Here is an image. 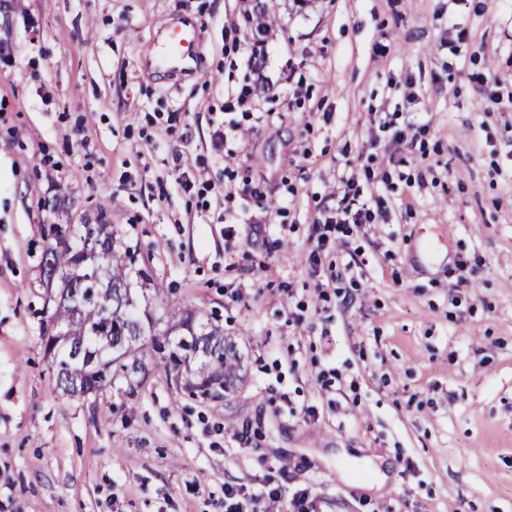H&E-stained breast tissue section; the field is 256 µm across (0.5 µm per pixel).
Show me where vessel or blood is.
Wrapping results in <instances>:
<instances>
[{"mask_svg": "<svg viewBox=\"0 0 512 512\" xmlns=\"http://www.w3.org/2000/svg\"><path fill=\"white\" fill-rule=\"evenodd\" d=\"M199 53V38L195 26L178 17L167 18L160 29V38L145 54L148 64L163 62L168 72L188 71Z\"/></svg>", "mask_w": 512, "mask_h": 512, "instance_id": "1", "label": "vessel or blood"}]
</instances>
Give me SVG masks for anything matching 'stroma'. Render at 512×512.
I'll return each instance as SVG.
<instances>
[{
	"instance_id": "stroma-1",
	"label": "stroma",
	"mask_w": 512,
	"mask_h": 512,
	"mask_svg": "<svg viewBox=\"0 0 512 512\" xmlns=\"http://www.w3.org/2000/svg\"><path fill=\"white\" fill-rule=\"evenodd\" d=\"M267 12L261 81L242 0L0 8V512H222L228 484L243 512L273 487L278 512L301 488L315 512H512V7L464 0L455 27L448 0ZM171 15L198 27L195 75L144 66ZM246 79L257 115L225 112ZM231 121L228 157L212 134ZM413 122L429 134L393 145ZM391 150L386 217L312 255L340 175ZM228 186L253 216L231 240ZM100 223L137 250L155 332L187 311L223 327V399L155 354L136 389L57 388L43 230Z\"/></svg>"
}]
</instances>
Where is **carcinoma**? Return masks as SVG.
I'll return each mask as SVG.
<instances>
[{"instance_id":"cac0c4a2","label":"carcinoma","mask_w":512,"mask_h":512,"mask_svg":"<svg viewBox=\"0 0 512 512\" xmlns=\"http://www.w3.org/2000/svg\"><path fill=\"white\" fill-rule=\"evenodd\" d=\"M101 244L97 261L105 268L100 284L81 272L83 251ZM137 263V251L115 248L110 224H55L43 254L41 276L46 286L61 282L55 292L59 302L45 307L41 339L51 359L57 384L65 393L103 391L118 378L138 385L145 375L147 349L166 353L178 366L191 356L198 362L192 382L184 390L202 399L217 398L235 378L232 346L217 325L196 322L186 312L170 328L176 338L162 344L142 342L153 321L138 315L129 279Z\"/></svg>"}]
</instances>
